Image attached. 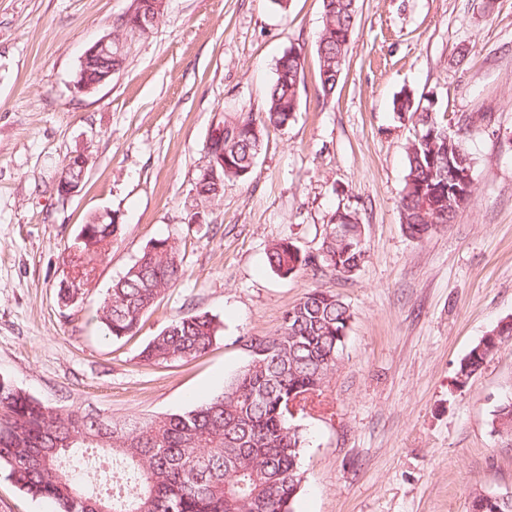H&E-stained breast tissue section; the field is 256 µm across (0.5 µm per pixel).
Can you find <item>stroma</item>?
Listing matches in <instances>:
<instances>
[{"instance_id":"obj_1","label":"stroma","mask_w":512,"mask_h":512,"mask_svg":"<svg viewBox=\"0 0 512 512\" xmlns=\"http://www.w3.org/2000/svg\"><path fill=\"white\" fill-rule=\"evenodd\" d=\"M132 0H0V377L34 397L119 423L207 402L312 289L353 311L341 360L293 418L306 438L294 512H469L475 493L512 492V437L493 434L512 395V339L455 389L461 360L512 319V0H358L359 24L334 94H317L322 0H166L148 33L127 32L123 64L89 95L81 58ZM306 49L294 121L268 129L251 175L201 203L207 142L228 112H262L276 64ZM469 122L474 201L417 241L399 215L413 120L400 91ZM83 150L82 191L61 200L63 165ZM357 209L366 259L354 275L283 278L266 250L318 252L336 210ZM119 228L91 260L82 301L59 284L82 225ZM184 268L134 335L106 336L97 310L152 240ZM205 312L222 326L205 353L163 365L143 347ZM491 431L498 434L512 433V397H505L493 411Z\"/></svg>"}]
</instances>
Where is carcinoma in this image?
I'll return each mask as SVG.
<instances>
[{
	"label": "carcinoma",
	"instance_id": "obj_1",
	"mask_svg": "<svg viewBox=\"0 0 512 512\" xmlns=\"http://www.w3.org/2000/svg\"><path fill=\"white\" fill-rule=\"evenodd\" d=\"M358 24L357 0H322V28L315 42L318 83L330 96L345 70L351 38ZM304 48L279 58L268 88L265 111L226 112L210 138L224 142V181L199 179L197 196L210 201L224 192V182L247 178L256 163L257 145L268 127H286L299 106L305 82ZM411 95L393 101L398 118L418 115L419 132L406 147L407 170L400 219L406 233L423 240L452 222L469 205L473 189L457 196L455 155L466 152L464 127L448 138L439 112L417 113ZM92 245H107L115 224H90ZM159 238L144 248L126 274L108 289L98 318L109 335L134 334L154 303L182 275L177 248ZM362 224L357 210L331 218L318 253H303L293 243H271L269 267L282 276L301 267H329L340 275L357 271L365 260ZM353 314L335 294L313 289L285 311L271 336L247 340L250 364L224 391L189 410L164 414L143 423H107L105 440L95 444L112 455V483L89 488L84 454L92 446L78 441L92 429L88 415L42 402L11 381L0 379V471L35 498L55 504L57 512H292L301 488L300 459L305 439L292 423L288 402L317 395L336 368ZM220 325L208 313L175 321L142 349V361L161 365L193 358L220 337ZM512 329L495 341L480 340L460 362L454 385L464 388ZM491 431L512 433V397L493 411ZM471 512H512V499L488 502L478 493Z\"/></svg>",
	"mask_w": 512,
	"mask_h": 512
}]
</instances>
